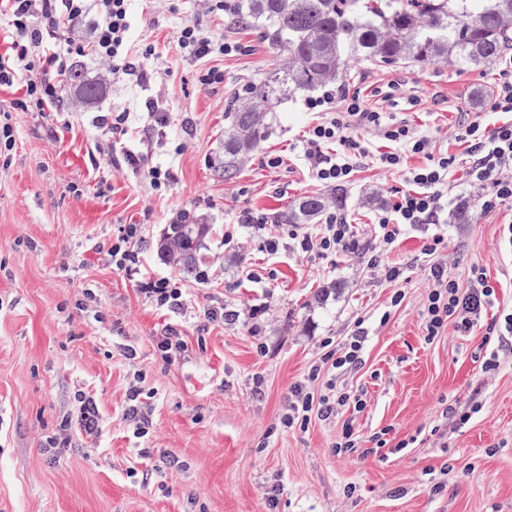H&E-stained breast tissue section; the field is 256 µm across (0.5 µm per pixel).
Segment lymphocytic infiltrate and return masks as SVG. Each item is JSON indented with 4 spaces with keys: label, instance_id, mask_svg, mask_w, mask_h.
Returning a JSON list of instances; mask_svg holds the SVG:
<instances>
[{
    "label": "lymphocytic infiltrate",
    "instance_id": "f902f5d3",
    "mask_svg": "<svg viewBox=\"0 0 512 512\" xmlns=\"http://www.w3.org/2000/svg\"><path fill=\"white\" fill-rule=\"evenodd\" d=\"M0 9L12 18L7 47L0 52V85L22 84L25 93L16 102L18 109H46L55 114L57 122L67 123L63 78L84 56L111 65L113 73L143 89L155 75L147 66L152 48L137 49L129 41V0H0ZM177 45L183 57L199 62L196 80L203 88L224 81L223 71L203 67V60L241 50L239 44L215 36L195 22L179 28ZM496 69L497 93L489 110L501 120L490 124L477 112L464 121L456 135L465 147L460 155L438 148L429 133L396 119L400 106L414 107L420 102L417 95L404 91L402 81L388 83L381 93L384 105L380 108L368 104L358 90L339 99L325 94L305 99L304 109L312 119L294 151L311 179L340 186L350 183L360 169L372 166L402 172L407 187L396 191L374 214L367 234H359L344 214L336 212L328 213L323 223L287 231L294 249L325 259L342 255L358 260L372 279L387 282L399 280L404 273L403 264L389 261V253L401 238L418 233L422 246L417 260L428 280L426 338L434 340L450 328L466 334L484 324L483 341L490 346L481 360L485 372L497 366L501 357L512 354V312L488 317V310L495 305L496 287L483 268L472 267L463 284L449 275L448 236L443 224L448 190L462 167L476 180L491 183L493 194L485 201V209L512 208V52L498 58ZM144 107L149 122L136 142L129 137L135 120L130 108L97 116L96 122L111 131L120 144L123 163L140 172L152 191L164 192L171 174L150 164L141 146L159 137L167 116L158 99L145 98ZM241 230L260 239L270 253H277L276 240L265 235L267 221L262 213L248 207L234 210L224 227L225 244H234ZM140 276L143 293L157 309L169 316L181 313L184 304L179 279L147 268ZM368 335L366 327L355 325L349 336L312 365L306 380L294 383L286 427L306 426L314 417L329 420L348 405L358 411L365 408V400L347 389L343 379L361 368ZM322 375L327 378L325 387L315 390L313 383Z\"/></svg>",
    "mask_w": 512,
    "mask_h": 512
}]
</instances>
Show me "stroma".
Segmentation results:
<instances>
[{
    "instance_id": "1",
    "label": "stroma",
    "mask_w": 512,
    "mask_h": 512,
    "mask_svg": "<svg viewBox=\"0 0 512 512\" xmlns=\"http://www.w3.org/2000/svg\"><path fill=\"white\" fill-rule=\"evenodd\" d=\"M131 8L130 41L154 47L151 93L169 112L165 145L149 150L151 163L170 170L168 191L152 192L140 173L112 164L109 135L92 119L127 104L134 90L114 76L101 80L94 58L80 65L85 81H101L99 95L70 110L65 126L51 111L17 109L20 90L0 87V118L14 130L0 151V512H266L274 485L276 512H512V356L481 371L479 328L425 340L422 268L376 283L344 257L286 251L272 264L249 236L228 246L214 233L205 240L207 282H183L177 322L186 348L161 359L162 318L107 252L122 227L141 225L147 262L167 274L157 242L179 210L218 225L242 206L272 217L331 188L296 167L261 164L301 138L308 117L298 97L279 106L236 174L219 177L213 158L224 140V102L272 69V56L249 27L209 13L206 0H132ZM188 21L245 45L214 59L222 84L197 87L195 64L177 51L175 33ZM398 78L422 98L409 121L453 152L466 113L485 109L473 89L496 91L491 66L356 65L346 76L352 90ZM402 184L395 172L358 173L347 188L349 222L367 233ZM489 195L487 183L458 171L448 208L463 199L471 208L467 223L448 222V272L464 283L472 266L484 268L506 310L512 257L499 239L512 214L482 211ZM245 267L261 283L238 286ZM332 283L338 292L317 303L318 289ZM221 302L266 311L253 323L208 319L206 309ZM360 318L369 330L365 364L346 383L366 392L361 439L383 432L389 442L369 456L337 453L340 421L283 424L290 388L317 362L321 341H340ZM134 386L145 414L139 438L124 416ZM83 396L98 416L92 433L80 420ZM449 404L470 420L445 422Z\"/></svg>"
}]
</instances>
